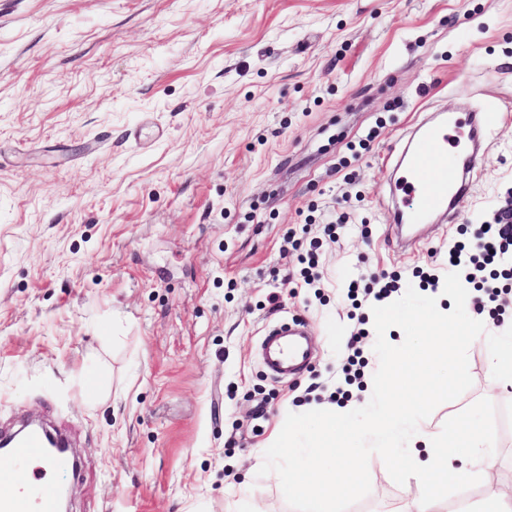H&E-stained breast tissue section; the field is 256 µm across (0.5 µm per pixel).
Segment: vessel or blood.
Wrapping results in <instances>:
<instances>
[{"label":"vessel or blood","mask_w":512,"mask_h":512,"mask_svg":"<svg viewBox=\"0 0 512 512\" xmlns=\"http://www.w3.org/2000/svg\"><path fill=\"white\" fill-rule=\"evenodd\" d=\"M502 115L494 105L462 118L452 114L419 125L389 173L393 223L455 220V199L469 189L477 156L488 148L491 127ZM262 361L280 380L308 367L311 350L305 333L285 324L270 329L263 339ZM71 465V459L50 451L42 432H25L0 456V512H57L56 500L42 485ZM22 470L29 479L21 487L15 477Z\"/></svg>","instance_id":"1"}]
</instances>
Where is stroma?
Segmentation results:
<instances>
[{
	"instance_id": "obj_1",
	"label": "stroma",
	"mask_w": 512,
	"mask_h": 512,
	"mask_svg": "<svg viewBox=\"0 0 512 512\" xmlns=\"http://www.w3.org/2000/svg\"><path fill=\"white\" fill-rule=\"evenodd\" d=\"M491 103L512 107V0H0V431L67 435L70 512H292L258 474L271 435L337 386L361 400L379 367L349 283L445 276L465 226L512 200L502 121L457 221L400 247L392 153ZM294 239L321 240L318 283ZM292 318L316 355L280 381L258 345ZM468 362L472 386L421 423L497 408L493 479L456 508L512 487V386L485 345ZM369 474L349 512L406 498L380 456Z\"/></svg>"
}]
</instances>
